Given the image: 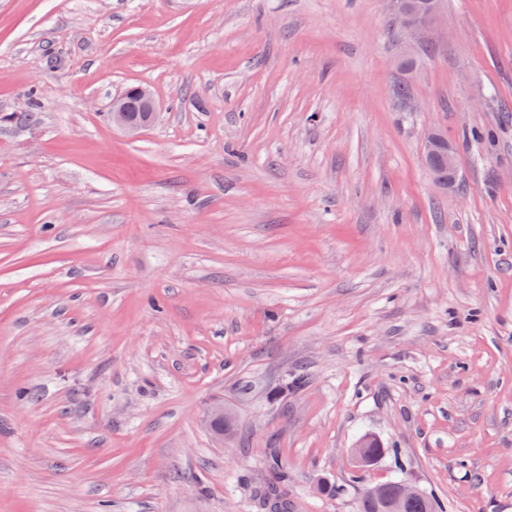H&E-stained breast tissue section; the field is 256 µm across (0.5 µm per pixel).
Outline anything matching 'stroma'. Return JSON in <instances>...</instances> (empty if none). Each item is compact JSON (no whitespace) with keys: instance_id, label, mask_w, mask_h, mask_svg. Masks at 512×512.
<instances>
[{"instance_id":"obj_1","label":"stroma","mask_w":512,"mask_h":512,"mask_svg":"<svg viewBox=\"0 0 512 512\" xmlns=\"http://www.w3.org/2000/svg\"><path fill=\"white\" fill-rule=\"evenodd\" d=\"M400 51L393 0H0V512H356L392 479L512 512V0H444L415 112ZM129 97H134L140 103V116L132 114L129 110ZM160 113L153 93L145 86H137L132 93L126 92L112 100V124L122 128L132 138L137 137L145 127L155 123ZM424 153H429L430 157L439 164L448 167V170H455L457 166V157L455 148L450 142L446 143L445 136L438 130H430L423 136ZM447 169H435L434 176L442 179H448Z\"/></svg>"}]
</instances>
